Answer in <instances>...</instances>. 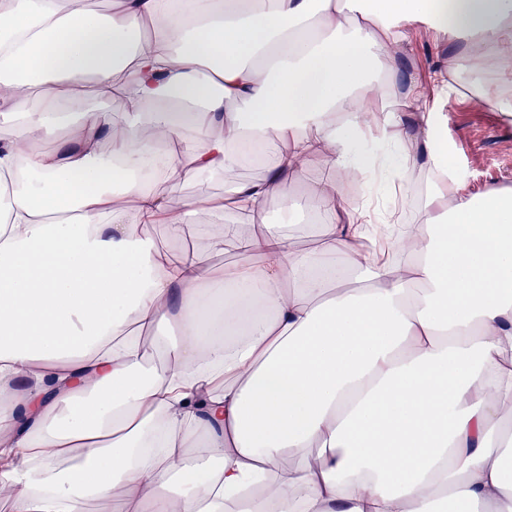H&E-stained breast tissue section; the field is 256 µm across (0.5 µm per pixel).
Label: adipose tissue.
<instances>
[{"label":"adipose tissue","mask_w":512,"mask_h":512,"mask_svg":"<svg viewBox=\"0 0 512 512\" xmlns=\"http://www.w3.org/2000/svg\"><path fill=\"white\" fill-rule=\"evenodd\" d=\"M418 25L478 70L512 53V0H0V84L38 103L0 94L11 512H512V188L469 193L450 161L401 71ZM273 143L223 198L152 188ZM316 163L373 186L427 170L419 224L366 239L394 212L330 179L286 201L319 249L244 232ZM230 209L201 250L146 234ZM229 246L241 261L214 264Z\"/></svg>","instance_id":"ef3b65f1"}]
</instances>
